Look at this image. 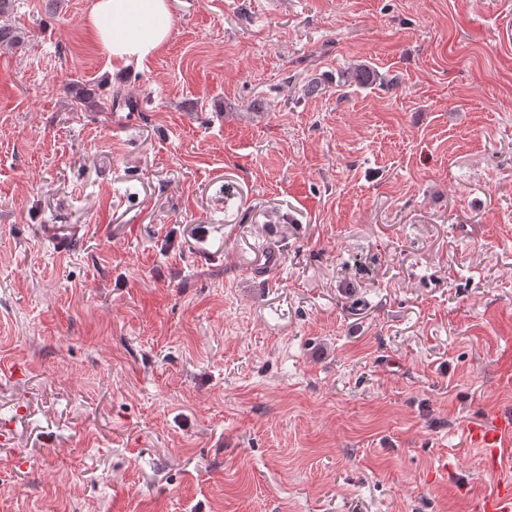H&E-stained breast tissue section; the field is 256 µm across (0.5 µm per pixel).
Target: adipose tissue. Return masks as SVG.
<instances>
[{"instance_id":"1","label":"adipose tissue","mask_w":512,"mask_h":512,"mask_svg":"<svg viewBox=\"0 0 512 512\" xmlns=\"http://www.w3.org/2000/svg\"><path fill=\"white\" fill-rule=\"evenodd\" d=\"M89 21L113 65L143 62L170 34L169 0H95Z\"/></svg>"}]
</instances>
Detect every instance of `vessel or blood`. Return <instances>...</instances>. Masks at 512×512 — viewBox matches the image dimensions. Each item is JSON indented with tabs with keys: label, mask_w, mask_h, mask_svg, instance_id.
Returning <instances> with one entry per match:
<instances>
[{
	"label": "vessel or blood",
	"mask_w": 512,
	"mask_h": 512,
	"mask_svg": "<svg viewBox=\"0 0 512 512\" xmlns=\"http://www.w3.org/2000/svg\"><path fill=\"white\" fill-rule=\"evenodd\" d=\"M471 438L486 471L496 478L492 491L477 500L476 512H512V480L503 475L512 468V416L474 427Z\"/></svg>",
	"instance_id": "b4317fda"
}]
</instances>
